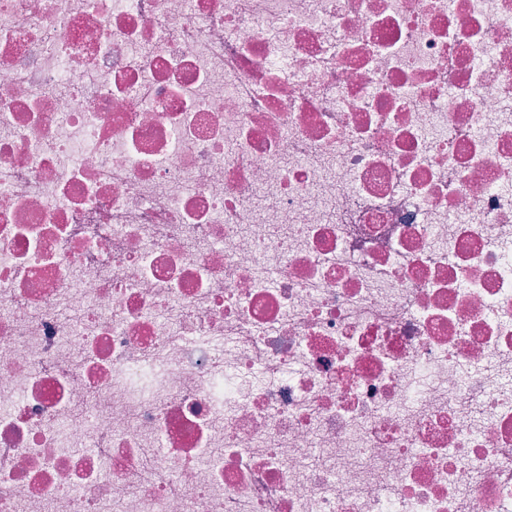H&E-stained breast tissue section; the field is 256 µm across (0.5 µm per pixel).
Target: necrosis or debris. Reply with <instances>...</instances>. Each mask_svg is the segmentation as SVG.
Returning <instances> with one entry per match:
<instances>
[{
  "label": "necrosis or debris",
  "instance_id": "4bbe7bcc",
  "mask_svg": "<svg viewBox=\"0 0 512 512\" xmlns=\"http://www.w3.org/2000/svg\"><path fill=\"white\" fill-rule=\"evenodd\" d=\"M0 512H512V0H0Z\"/></svg>",
  "mask_w": 512,
  "mask_h": 512
}]
</instances>
